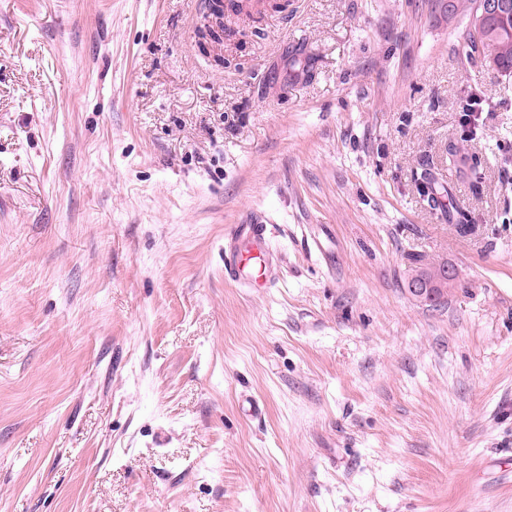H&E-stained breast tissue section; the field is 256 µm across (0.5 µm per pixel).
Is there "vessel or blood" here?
Wrapping results in <instances>:
<instances>
[{
	"label": "vessel or blood",
	"mask_w": 512,
	"mask_h": 512,
	"mask_svg": "<svg viewBox=\"0 0 512 512\" xmlns=\"http://www.w3.org/2000/svg\"><path fill=\"white\" fill-rule=\"evenodd\" d=\"M224 273L244 288L268 286L272 281L274 256L267 227L263 224H235L226 234Z\"/></svg>",
	"instance_id": "vessel-or-blood-1"
}]
</instances>
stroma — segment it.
Wrapping results in <instances>:
<instances>
[{
	"label": "stroma",
	"mask_w": 512,
	"mask_h": 512,
	"mask_svg": "<svg viewBox=\"0 0 512 512\" xmlns=\"http://www.w3.org/2000/svg\"><path fill=\"white\" fill-rule=\"evenodd\" d=\"M197 2L0 0V512H512V76L443 0ZM482 162L476 155L461 152L455 143L448 145V168H461L468 171L469 179L474 188L481 179ZM417 179L420 180L419 190L429 208L446 216L448 213V204L446 203L448 190L439 182L436 172L431 166L424 167L417 173ZM228 249L224 247V275L243 288H259L272 282L273 262L266 224H233L227 232ZM260 260L257 275L247 274L253 261ZM414 267L415 269H412L414 273L411 277L415 275H426L428 279L433 281L443 276L442 272L444 271V266H439L438 268L421 266ZM445 269H447V273L443 276V282L446 284H443L439 288H431L424 281H415L408 285L409 293L420 302L435 303L439 299V293H443L447 290V282H454L456 279V271L453 268L447 266Z\"/></svg>",
	"instance_id": "35a3bbf8"
}]
</instances>
